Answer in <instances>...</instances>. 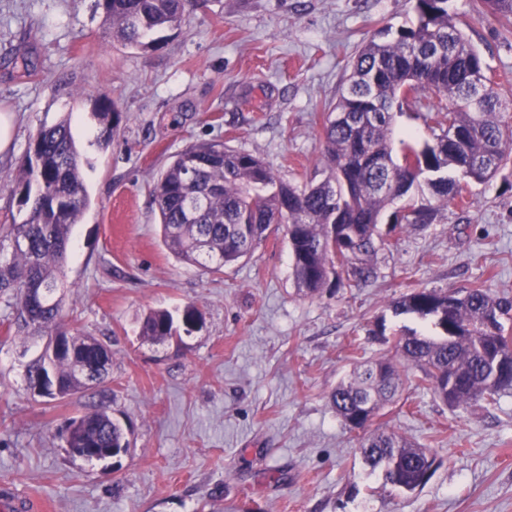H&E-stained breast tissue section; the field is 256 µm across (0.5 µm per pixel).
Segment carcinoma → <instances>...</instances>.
Returning a JSON list of instances; mask_svg holds the SVG:
<instances>
[{
    "mask_svg": "<svg viewBox=\"0 0 512 512\" xmlns=\"http://www.w3.org/2000/svg\"><path fill=\"white\" fill-rule=\"evenodd\" d=\"M449 0H416V26L388 40L370 39L351 62V73L322 125L320 153L328 173L301 185L283 181L257 156L222 141L193 143L179 152L154 185L152 196L163 241L178 258L215 268L249 256L280 224L288 236L293 275L300 292L313 295L330 279L336 287L367 283L376 277L375 258L385 246L378 224L395 194L417 196L413 209L394 215L389 232L434 223L441 208L468 204L450 172L485 183L512 160V128L504 114L512 99L493 91V78L473 46ZM189 0H95L103 10L112 40L148 48L153 33L181 26ZM476 12L512 30V0H477ZM482 74L476 85L474 76ZM426 91L427 119L439 132L418 145L411 136L394 141V105ZM97 144L108 147L122 115L103 93L93 99ZM20 203L30 205L26 220L4 228L15 243L9 261L0 263V292L15 300L18 330L33 328L52 336L61 297L68 287L63 272L72 229L89 205L71 115L40 128L29 140L23 169L9 184ZM397 314L433 320L435 336L409 331L394 347L417 370L403 374L386 355L357 363L336 385L330 402L345 426L363 431L359 449L369 473L382 472L384 484L413 491L430 478L435 460L402 435L384 427L366 430L392 402L404 383L417 382L448 405L467 408L492 404L512 391V298L484 286L465 290L413 289L392 302ZM139 335L161 344L177 335L167 311L144 316ZM74 359L54 364L64 399L90 387L76 367L109 377L112 350L93 336L72 339ZM107 391L68 421L67 447L79 457L90 447L120 448L125 433L108 413Z\"/></svg>",
    "mask_w": 512,
    "mask_h": 512,
    "instance_id": "cac0c4a2",
    "label": "carcinoma"
}]
</instances>
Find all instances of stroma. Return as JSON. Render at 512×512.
<instances>
[{"mask_svg":"<svg viewBox=\"0 0 512 512\" xmlns=\"http://www.w3.org/2000/svg\"><path fill=\"white\" fill-rule=\"evenodd\" d=\"M449 10L512 98V34L473 0ZM103 21L93 0H0V113L18 119L0 179L19 175L38 128L71 115L90 202L65 265L63 326L111 348L109 410L132 448L117 469L70 455L61 432L91 395L30 394L25 368L45 338L16 333L0 293V487L47 512H512V392L453 411L405 386L372 424L435 456L411 492L368 474L360 432L329 401L353 353L390 355L405 330L433 333L393 314L403 293L480 284L512 297V163L468 184L467 209L400 233L376 279L313 296L296 286L283 231L215 272L171 253L152 200L172 157L204 140L258 156L284 181L313 178L348 61L380 30L413 26V0H197L156 49L114 43ZM100 91L123 114L105 149L91 115ZM188 306L202 329L141 338L146 313Z\"/></svg>","mask_w":512,"mask_h":512,"instance_id":"stroma-1","label":"stroma"}]
</instances>
